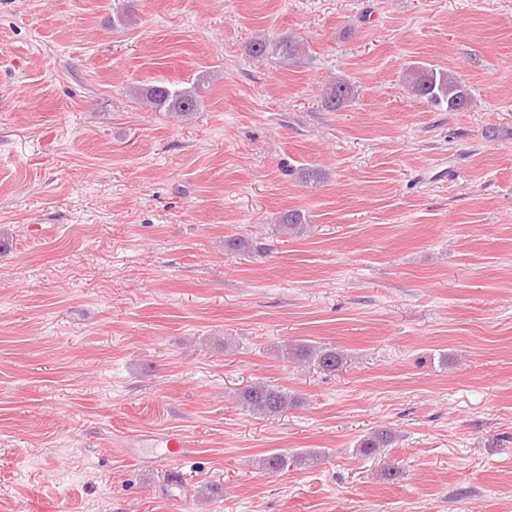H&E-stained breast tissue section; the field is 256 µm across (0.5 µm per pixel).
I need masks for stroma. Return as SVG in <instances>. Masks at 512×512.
I'll return each instance as SVG.
<instances>
[{"instance_id":"obj_1","label":"stroma","mask_w":512,"mask_h":512,"mask_svg":"<svg viewBox=\"0 0 512 512\" xmlns=\"http://www.w3.org/2000/svg\"><path fill=\"white\" fill-rule=\"evenodd\" d=\"M112 4L0 0V512H512V0ZM286 34L302 64L249 51ZM411 64L471 106L410 95ZM168 82L197 112L134 94ZM301 339L350 359L282 357ZM257 381L298 406L250 413ZM172 430L174 465L121 449ZM279 449L326 458L259 469ZM404 80L413 96L439 110L459 112L470 106L466 86L445 70L416 65L408 67ZM354 91V86L349 80L339 78L326 89L323 95V106L328 110L336 111L353 98ZM198 89H200L199 85L187 90L163 83L137 87L136 93L143 104L150 108L184 117L197 111ZM394 439L395 435L389 429L375 430L358 441L357 451L365 457H376L383 448L391 447Z\"/></svg>"}]
</instances>
